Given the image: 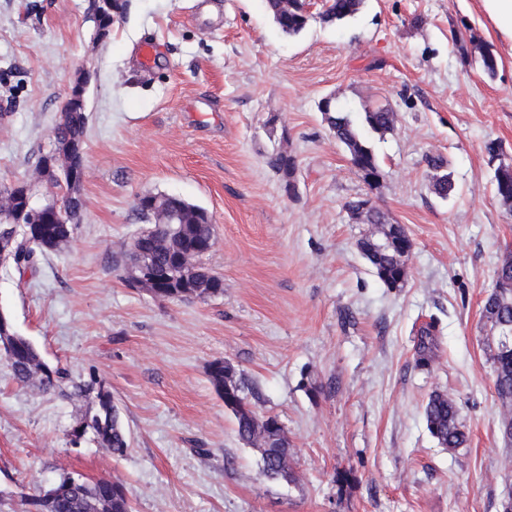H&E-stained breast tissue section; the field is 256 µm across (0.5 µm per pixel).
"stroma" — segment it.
I'll return each instance as SVG.
<instances>
[{
  "label": "stroma",
  "instance_id": "35a3bbf8",
  "mask_svg": "<svg viewBox=\"0 0 512 512\" xmlns=\"http://www.w3.org/2000/svg\"><path fill=\"white\" fill-rule=\"evenodd\" d=\"M92 3L0 0V186L31 179L76 76L92 75L79 228L36 272L0 267V311L46 363L104 380L130 446L72 442L93 398L39 394L0 360V512L18 485L67 472L121 481L133 512H502L512 445L482 301L512 248V208L484 145L499 141L512 163V54L478 0H365L295 37L265 0H122L102 41ZM325 98L359 123L371 107L395 112L384 133L360 123L377 187L328 130ZM279 148L296 162L290 194L266 164ZM431 154L448 163V198L429 189ZM145 194L208 211L205 262L223 295L159 303L125 283L113 261L146 228L134 210ZM364 197L412 239L403 287L359 249L371 228L346 205ZM218 360L282 423L295 480L265 477L239 439L208 376ZM436 391L455 400L464 447L429 433Z\"/></svg>",
  "mask_w": 512,
  "mask_h": 512
}]
</instances>
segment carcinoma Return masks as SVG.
Masks as SVG:
<instances>
[{"label": "carcinoma", "instance_id": "carcinoma-1", "mask_svg": "<svg viewBox=\"0 0 512 512\" xmlns=\"http://www.w3.org/2000/svg\"><path fill=\"white\" fill-rule=\"evenodd\" d=\"M363 4L364 0H324L319 17L325 23L345 21L357 15ZM266 7L281 33L289 37L300 34L310 19L304 0H266ZM323 119L336 140L346 147L356 171L363 174L380 170L372 149L361 139L348 115L332 109L323 113ZM364 121L371 129L385 132L394 128L396 114L387 108L368 109L364 112ZM87 123L84 112L61 113L53 132L52 150L58 151L71 142H84ZM426 163L430 170V189L436 196L448 198L455 185L444 158L431 155L426 158ZM267 165L281 175L285 187L291 186L296 163L287 150L269 154ZM494 194L503 205H512V174L507 175L504 182L495 180ZM140 200L142 203L135 206V211L149 227L141 232L136 251H124V261L144 267L152 276V280L143 283L140 290L161 302L206 300L223 294V277L202 262L214 246L213 229L206 209L178 199L159 198L155 194L143 195ZM367 221L375 226V232L359 242L361 252L377 277L394 288L408 278V271L404 268L406 259L400 257L399 252L402 248L412 249V241L402 225L387 223L379 210L370 214ZM76 229L75 223L65 224L55 219L39 225L38 237L32 241L22 234L17 235L18 258L11 262V266L21 276L36 271L38 257L46 251L65 247ZM190 250L198 252V260L196 264L187 266L183 257ZM494 281L512 284V250L503 254ZM483 315L493 337L496 398L509 413L512 411V287L502 293L489 291L484 300ZM432 354L431 330L425 328L421 331L418 362L429 363ZM38 356L39 352L22 339L9 342V347L0 351V357L8 362L13 378L22 386H32L44 395L63 398L95 395L97 405L88 408L83 415L86 434L98 447L115 455L124 454L130 447V440L105 383L94 375L87 380L73 381L61 368L54 370L55 377L45 379L40 372ZM209 376L221 394L224 393V381H230L239 401L246 403L244 381L236 378L233 370H224V362L212 363ZM232 413L240 440L260 451L263 474L285 479L293 477L291 449L288 448L285 431H280L279 438L269 444L263 439L265 430L260 424L261 418L254 411L234 409ZM424 417L429 433L443 447L460 448L466 443L467 436L458 421L456 402L448 394L436 392L431 395L424 408ZM20 498L22 504L33 506L35 512H131L125 487L119 481L85 480L80 485H64L53 500L46 499L39 491L32 494L22 491Z\"/></svg>", "mask_w": 512, "mask_h": 512}]
</instances>
